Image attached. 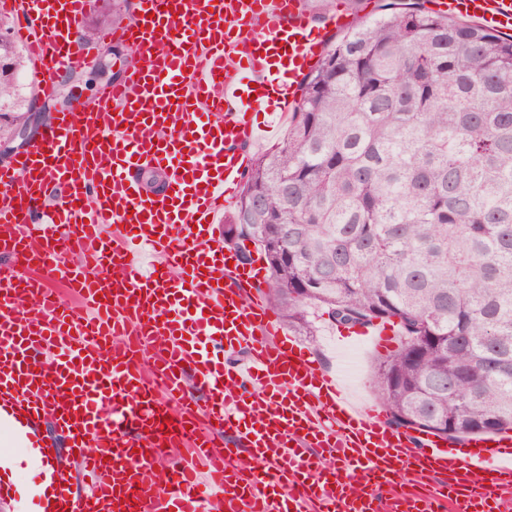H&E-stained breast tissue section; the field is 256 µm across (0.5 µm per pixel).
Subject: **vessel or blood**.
I'll use <instances>...</instances> for the list:
<instances>
[{"instance_id":"1","label":"vessel or blood","mask_w":512,"mask_h":512,"mask_svg":"<svg viewBox=\"0 0 512 512\" xmlns=\"http://www.w3.org/2000/svg\"><path fill=\"white\" fill-rule=\"evenodd\" d=\"M89 2L0 0L43 96L91 62L70 49ZM447 8L512 33V0ZM345 24L299 0H138L109 35L146 66L0 167V404L51 423L93 482L53 469L51 512H512L511 432L455 442L354 403L217 237L256 115L275 130Z\"/></svg>"}]
</instances>
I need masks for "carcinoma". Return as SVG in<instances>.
<instances>
[{"mask_svg": "<svg viewBox=\"0 0 512 512\" xmlns=\"http://www.w3.org/2000/svg\"><path fill=\"white\" fill-rule=\"evenodd\" d=\"M1 56L4 133L27 116ZM298 91L224 241L255 244L291 329L396 321L373 370L396 428L512 430V36L412 3L331 39Z\"/></svg>", "mask_w": 512, "mask_h": 512, "instance_id": "carcinoma-1", "label": "carcinoma"}]
</instances>
